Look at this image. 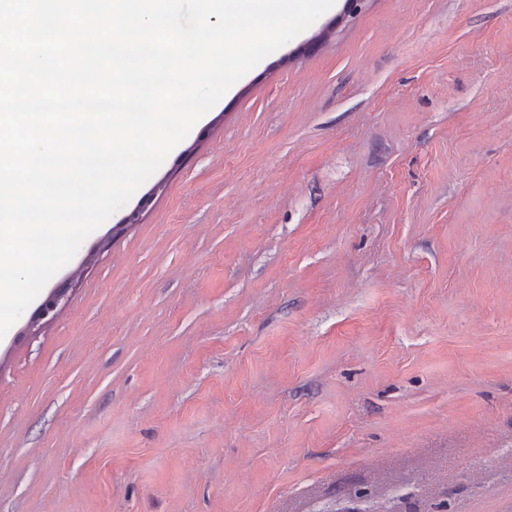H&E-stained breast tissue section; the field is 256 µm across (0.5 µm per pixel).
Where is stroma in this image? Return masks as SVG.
<instances>
[{"instance_id":"stroma-1","label":"stroma","mask_w":512,"mask_h":512,"mask_svg":"<svg viewBox=\"0 0 512 512\" xmlns=\"http://www.w3.org/2000/svg\"><path fill=\"white\" fill-rule=\"evenodd\" d=\"M128 205L0 338V512H512V0H335ZM67 294L64 289L52 288L41 299L38 304L32 320L29 323L30 328H34L40 323H49L53 321L58 312L65 306Z\"/></svg>"}]
</instances>
